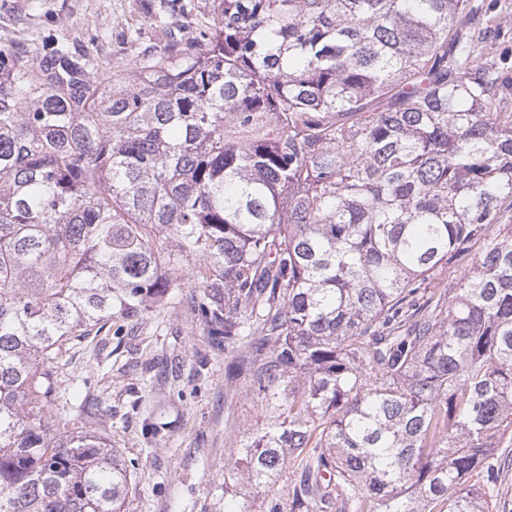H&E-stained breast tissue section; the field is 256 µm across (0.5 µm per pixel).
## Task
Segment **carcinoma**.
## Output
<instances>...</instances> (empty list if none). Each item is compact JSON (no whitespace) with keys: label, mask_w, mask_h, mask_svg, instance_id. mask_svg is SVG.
Masks as SVG:
<instances>
[{"label":"carcinoma","mask_w":512,"mask_h":512,"mask_svg":"<svg viewBox=\"0 0 512 512\" xmlns=\"http://www.w3.org/2000/svg\"><path fill=\"white\" fill-rule=\"evenodd\" d=\"M484 0H212L131 78L0 48V512H124L134 462L47 416L68 341L191 283L270 410L289 512H491L512 436V120ZM484 248L471 256L475 243ZM465 264L451 287L424 289ZM302 467L299 461H291L287 466L282 479L277 482L274 491L269 493V497L275 496L279 499L282 512H289L288 510V485L294 481L301 474ZM289 478V479H288ZM291 480V481H290Z\"/></svg>","instance_id":"cac0c4a2"}]
</instances>
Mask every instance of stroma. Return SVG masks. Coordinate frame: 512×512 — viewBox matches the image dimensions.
<instances>
[{"label":"stroma","instance_id":"35a3bbf8","mask_svg":"<svg viewBox=\"0 0 512 512\" xmlns=\"http://www.w3.org/2000/svg\"><path fill=\"white\" fill-rule=\"evenodd\" d=\"M160 0H0V45L54 39L72 55L96 49L99 69L130 68L166 40L151 15ZM481 26L498 28L490 57L501 76V105L512 116V0H496ZM189 289L138 323L69 342L58 368L51 415L85 395L99 401L91 429L134 460V491L124 512H224V487L237 481L238 444L261 424L263 404L231 375L224 350L192 312Z\"/></svg>","mask_w":512,"mask_h":512}]
</instances>
